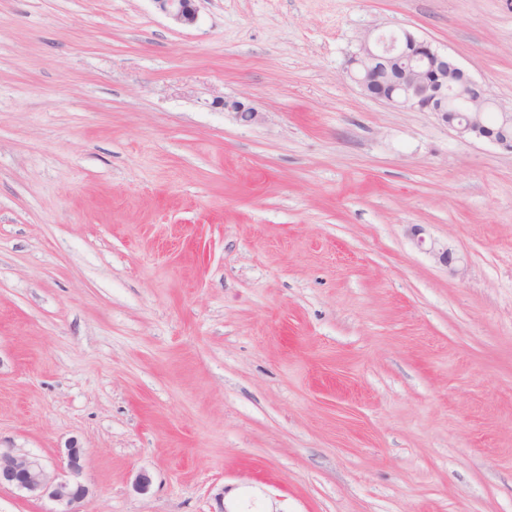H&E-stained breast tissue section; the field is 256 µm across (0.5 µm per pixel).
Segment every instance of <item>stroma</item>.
Segmentation results:
<instances>
[{
	"mask_svg": "<svg viewBox=\"0 0 512 512\" xmlns=\"http://www.w3.org/2000/svg\"><path fill=\"white\" fill-rule=\"evenodd\" d=\"M404 29L512 111V0H0V448L77 512H512V152L344 77ZM159 9L183 27H192L198 20L197 0H153ZM64 458L67 476L50 473L36 457L15 448L0 450V486H10L32 496L46 497L74 512V505L83 500L88 489L78 480L82 471L83 449L75 443L66 448Z\"/></svg>",
	"mask_w": 512,
	"mask_h": 512,
	"instance_id": "stroma-1",
	"label": "stroma"
}]
</instances>
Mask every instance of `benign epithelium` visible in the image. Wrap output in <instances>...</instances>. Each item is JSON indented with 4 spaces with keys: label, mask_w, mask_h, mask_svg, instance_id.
Wrapping results in <instances>:
<instances>
[{
    "label": "benign epithelium",
    "mask_w": 512,
    "mask_h": 512,
    "mask_svg": "<svg viewBox=\"0 0 512 512\" xmlns=\"http://www.w3.org/2000/svg\"><path fill=\"white\" fill-rule=\"evenodd\" d=\"M159 9L183 27L198 20L197 0H154ZM369 97L395 107L437 112L441 120L464 139L498 145L512 152V113L498 111L496 99L485 84L470 76L459 63L424 40L406 32L402 40L364 39L359 51L343 68ZM224 110L251 122L257 111L242 102L224 101ZM83 449L75 443L64 458L67 475L50 473L36 457L13 448L0 450V486H10L32 496L46 497L74 512L88 489L78 480Z\"/></svg>",
    "instance_id": "obj_1"
}]
</instances>
